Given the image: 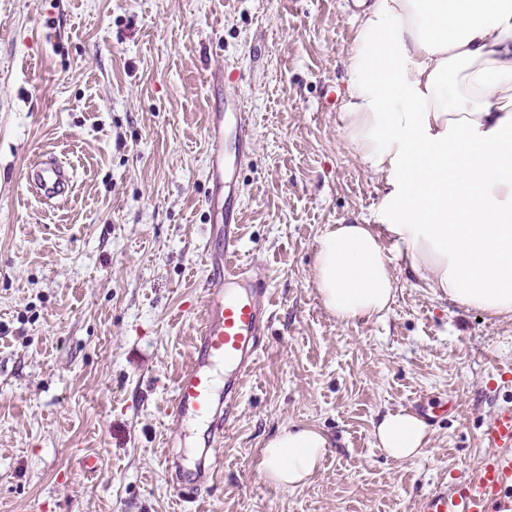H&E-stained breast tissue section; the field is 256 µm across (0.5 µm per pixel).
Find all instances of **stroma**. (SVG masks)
I'll return each mask as SVG.
<instances>
[{"instance_id": "obj_1", "label": "stroma", "mask_w": 512, "mask_h": 512, "mask_svg": "<svg viewBox=\"0 0 512 512\" xmlns=\"http://www.w3.org/2000/svg\"><path fill=\"white\" fill-rule=\"evenodd\" d=\"M357 9L347 0H0V512H417L488 454L512 406V317L437 298L403 260L382 317L341 322L313 281L332 224H371L378 183L341 129ZM251 115L239 172L246 281L272 319L212 487L178 497L169 415L191 360L211 190L208 115ZM42 153L74 172L43 202ZM450 410L389 458L373 430L416 401ZM328 448L306 484L260 472L280 429ZM93 459L95 472L82 467Z\"/></svg>"}]
</instances>
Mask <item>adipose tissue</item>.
<instances>
[{
	"label": "adipose tissue",
	"mask_w": 512,
	"mask_h": 512,
	"mask_svg": "<svg viewBox=\"0 0 512 512\" xmlns=\"http://www.w3.org/2000/svg\"><path fill=\"white\" fill-rule=\"evenodd\" d=\"M343 131L380 184L378 223L334 224L313 278L338 320L388 309L385 248L439 298L512 317V0H370L357 19ZM425 422L388 413L374 430L391 458L429 445ZM327 438L282 428L259 468L304 485Z\"/></svg>",
	"instance_id": "obj_1"
}]
</instances>
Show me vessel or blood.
Here are the masks:
<instances>
[{"instance_id":"1","label":"vessel or blood","mask_w":512,"mask_h":512,"mask_svg":"<svg viewBox=\"0 0 512 512\" xmlns=\"http://www.w3.org/2000/svg\"><path fill=\"white\" fill-rule=\"evenodd\" d=\"M211 150L208 169L213 184L207 205L210 233L223 242L207 251L204 309L189 365L175 381L170 415L180 422L204 426L203 445L211 448L224 437L235 415L246 377L260 355V337L269 321L267 286L240 287L245 269L239 260L237 171L252 149L249 119L238 96L224 101L223 112L208 124ZM232 134L234 154L224 151V136ZM31 184L49 199L64 197L72 172L46 157L31 171ZM493 452L475 475L452 488L428 496L422 512H512V407L499 409L483 430ZM222 465L219 455L195 468L177 467L175 485L186 490L213 481Z\"/></svg>"}]
</instances>
